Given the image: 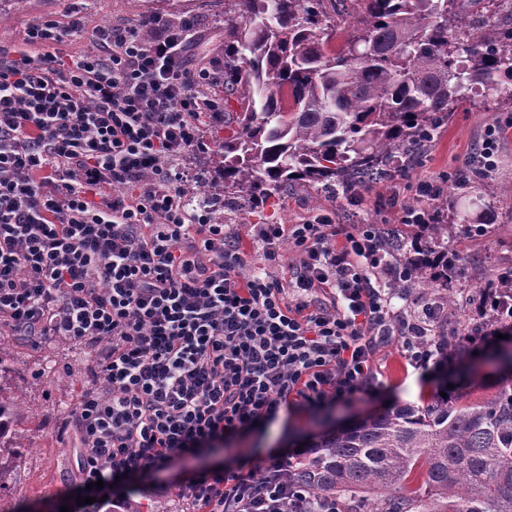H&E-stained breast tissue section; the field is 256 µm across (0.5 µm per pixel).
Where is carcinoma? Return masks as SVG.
Here are the masks:
<instances>
[{"label": "carcinoma", "mask_w": 512, "mask_h": 512, "mask_svg": "<svg viewBox=\"0 0 512 512\" xmlns=\"http://www.w3.org/2000/svg\"><path fill=\"white\" fill-rule=\"evenodd\" d=\"M512 0H224V92L239 110L213 150L203 186L264 204L292 185L352 195L419 157L455 109L478 97L512 109ZM467 176L432 214L437 236L387 250L419 255L405 284L447 285L453 311L460 259L447 240L499 228L461 206ZM492 203L512 185L486 177ZM474 303L485 323L512 329V263L496 266ZM30 411L0 393V494L7 490ZM292 482L338 496L346 512H512V379L481 401L437 397L394 404L324 432Z\"/></svg>", "instance_id": "1"}]
</instances>
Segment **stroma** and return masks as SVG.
<instances>
[{
  "instance_id": "1",
  "label": "stroma",
  "mask_w": 512,
  "mask_h": 512,
  "mask_svg": "<svg viewBox=\"0 0 512 512\" xmlns=\"http://www.w3.org/2000/svg\"><path fill=\"white\" fill-rule=\"evenodd\" d=\"M0 7L7 14L6 21L0 24V49L5 51L20 45L27 27L35 21L52 20L65 27L72 17L82 16L81 30L58 47L60 54L76 58L95 48L99 28L137 26L153 4L151 0H5ZM223 10L220 0H180L172 21L196 23L191 50L196 65H207L224 55ZM491 127L499 133L493 173L496 178L512 181V112L491 106L474 107L465 102L419 162L400 176L371 184L354 198L332 199L314 188L292 187L264 207L251 209L229 202L224 209L211 212L210 217L224 224L230 240L244 252L245 273L259 272L283 281L297 264L298 255L284 243L278 262L269 263L262 243L252 235V225L303 224L321 218L347 230L360 224H377L409 244L427 240L433 237V229L401 221L405 211L421 202L419 184L446 181L469 164L478 155ZM217 128V122L202 119L200 147L170 163L172 170L184 175L181 188L192 212L200 209L194 197L209 174ZM498 221L505 226L499 238L462 234L448 242L449 249L464 263L463 276L453 283V319L463 332L479 319L470 302L473 288L479 287L497 264L512 258L511 206L500 205ZM401 345V338L394 336L377 352L375 368L380 386L375 395H356L318 416L292 410L265 430L227 440L224 451L205 453L176 462L167 470L146 473L139 480L140 491L113 507L112 512H186V501L177 483L189 470L228 463L236 457L252 461L275 448H293L322 433L329 422L354 419L393 403L419 405L439 396L450 385L472 398L483 399L492 394L501 377L489 350L476 356L462 355L450 371L424 377L417 370L407 369ZM0 346L7 352L0 362V388L7 394L24 397L33 409L32 415L22 422L27 435L26 450L17 463L12 483L0 497L10 504L19 503L20 512H58L65 484L74 478L78 466L74 438L62 436V427L90 385V368L104 346L62 338L34 343L6 332L0 333Z\"/></svg>"
}]
</instances>
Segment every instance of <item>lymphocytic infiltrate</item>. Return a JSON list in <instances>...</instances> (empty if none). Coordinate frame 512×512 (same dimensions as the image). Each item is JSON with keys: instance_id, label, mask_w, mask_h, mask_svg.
<instances>
[{"instance_id": "f902f5d3", "label": "lymphocytic infiltrate", "mask_w": 512, "mask_h": 512, "mask_svg": "<svg viewBox=\"0 0 512 512\" xmlns=\"http://www.w3.org/2000/svg\"><path fill=\"white\" fill-rule=\"evenodd\" d=\"M103 27L95 49L57 47L81 20L31 24L0 61V330L105 343L67 424L79 468L63 494L117 497L136 477L376 388L373 356L401 336L417 370L454 355L432 341L411 293L392 282L378 225L337 236L313 220L258 224L268 261L301 256L288 281L244 275L223 225L188 213L168 160L197 149L218 65L192 67L188 23ZM121 186L120 194L105 190ZM331 296L319 302L317 292ZM311 454L292 449L247 473L203 468L179 485L188 512H343L333 494L288 483Z\"/></svg>"}]
</instances>
